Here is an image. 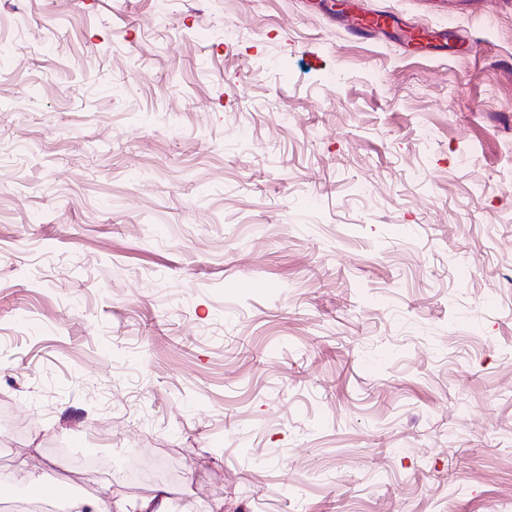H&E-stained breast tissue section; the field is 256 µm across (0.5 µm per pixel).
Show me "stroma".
I'll list each match as a JSON object with an SVG mask.
<instances>
[{"mask_svg": "<svg viewBox=\"0 0 512 512\" xmlns=\"http://www.w3.org/2000/svg\"><path fill=\"white\" fill-rule=\"evenodd\" d=\"M0 419L59 510L512 512V0H0ZM388 15L384 13H362L353 18L351 31L354 34L370 33L386 27Z\"/></svg>", "mask_w": 512, "mask_h": 512, "instance_id": "1", "label": "stroma"}]
</instances>
